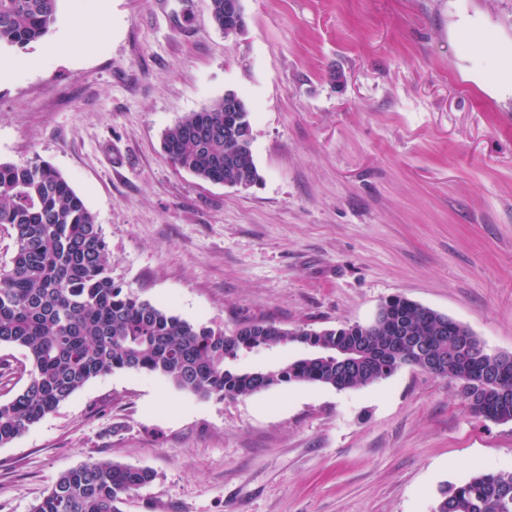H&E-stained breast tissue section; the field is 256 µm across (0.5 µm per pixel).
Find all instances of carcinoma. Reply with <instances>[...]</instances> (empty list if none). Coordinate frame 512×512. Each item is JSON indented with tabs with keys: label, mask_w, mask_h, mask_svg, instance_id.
I'll list each match as a JSON object with an SVG mask.
<instances>
[{
	"label": "carcinoma",
	"mask_w": 512,
	"mask_h": 512,
	"mask_svg": "<svg viewBox=\"0 0 512 512\" xmlns=\"http://www.w3.org/2000/svg\"><path fill=\"white\" fill-rule=\"evenodd\" d=\"M59 0H0V45L24 48L54 23ZM214 25L230 35L224 0H209ZM224 123V99L182 117L163 136L169 161L196 177L247 189L261 181L251 149L250 111ZM13 231L9 265L0 269V344L25 349L30 361L24 386L0 401V446L12 443L54 412L90 380L116 370L155 375L174 388L224 401L281 384H320L353 389L404 367L424 368L427 358L397 342L395 330L428 344L436 358L468 356L482 342L445 315L401 296L384 302L386 317L368 325L288 330L270 321H243L231 331L191 323L112 281L108 248L95 215L49 162H0V226ZM399 343L398 353L379 350ZM301 344L306 354L274 368L243 370L242 351ZM362 347L366 354L345 370L336 353ZM431 373L473 382L464 400L471 412L496 423L512 422V366L481 356L468 369L442 365ZM493 384H478L481 374ZM152 473L112 461H89L60 475L33 512H120L122 495ZM434 512H512V471L475 472L442 490Z\"/></svg>",
	"instance_id": "carcinoma-1"
}]
</instances>
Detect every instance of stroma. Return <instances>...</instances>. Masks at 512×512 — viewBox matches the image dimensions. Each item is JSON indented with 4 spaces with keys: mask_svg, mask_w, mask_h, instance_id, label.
<instances>
[{
    "mask_svg": "<svg viewBox=\"0 0 512 512\" xmlns=\"http://www.w3.org/2000/svg\"><path fill=\"white\" fill-rule=\"evenodd\" d=\"M243 4L227 36L207 0H59L43 39L0 47V161L52 164L114 283L189 322L337 328L400 295L512 353V0ZM228 92L252 112L247 190L161 147ZM92 460L152 471L121 512H433L447 485L512 470V422L413 367L223 402L115 371L0 447V512Z\"/></svg>",
    "mask_w": 512,
    "mask_h": 512,
    "instance_id": "1",
    "label": "stroma"
}]
</instances>
